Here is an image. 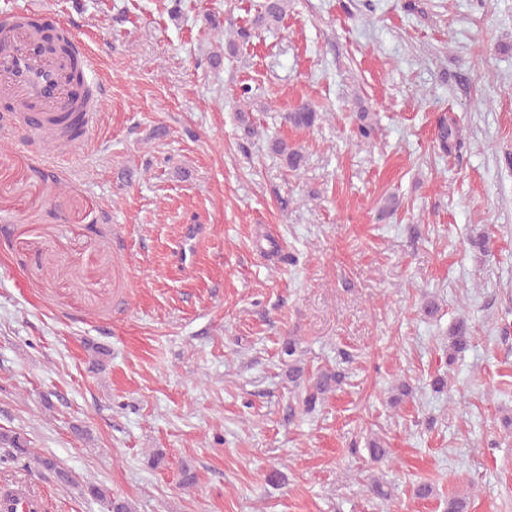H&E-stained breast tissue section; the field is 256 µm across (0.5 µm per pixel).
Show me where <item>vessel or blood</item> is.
I'll list each match as a JSON object with an SVG mask.
<instances>
[{
	"mask_svg": "<svg viewBox=\"0 0 512 512\" xmlns=\"http://www.w3.org/2000/svg\"><path fill=\"white\" fill-rule=\"evenodd\" d=\"M35 9L27 8L0 17V102L18 112L32 113L36 119L30 135H39L40 125L48 118L68 112H83V133H90L96 124V114L105 100L104 92H96L89 103L76 97V87L69 63L60 56L45 53L41 48L42 34L33 25ZM60 33L78 52L83 72L96 68V58L78 35L67 26ZM12 512H41L43 502L24 485L10 488Z\"/></svg>",
	"mask_w": 512,
	"mask_h": 512,
	"instance_id": "obj_1",
	"label": "vessel or blood"
}]
</instances>
